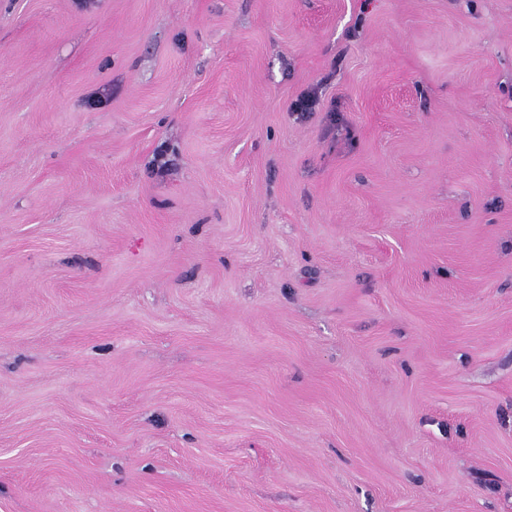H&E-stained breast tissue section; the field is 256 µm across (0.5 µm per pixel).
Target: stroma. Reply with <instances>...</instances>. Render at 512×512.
I'll return each mask as SVG.
<instances>
[{
    "label": "stroma",
    "mask_w": 512,
    "mask_h": 512,
    "mask_svg": "<svg viewBox=\"0 0 512 512\" xmlns=\"http://www.w3.org/2000/svg\"><path fill=\"white\" fill-rule=\"evenodd\" d=\"M0 512H512V0H0Z\"/></svg>",
    "instance_id": "1"
}]
</instances>
